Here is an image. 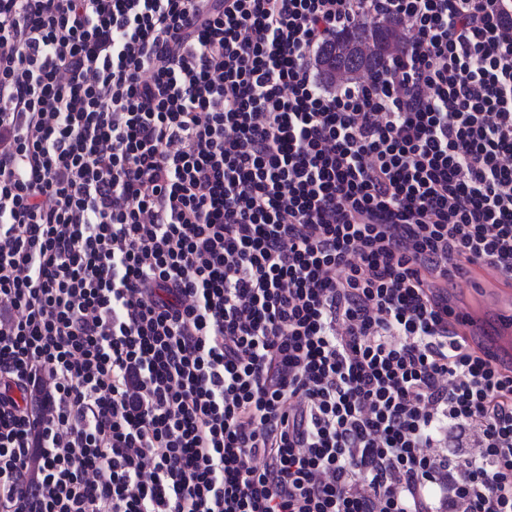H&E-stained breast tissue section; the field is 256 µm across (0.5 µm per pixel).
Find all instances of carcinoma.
<instances>
[{"label":"carcinoma","mask_w":512,"mask_h":512,"mask_svg":"<svg viewBox=\"0 0 512 512\" xmlns=\"http://www.w3.org/2000/svg\"><path fill=\"white\" fill-rule=\"evenodd\" d=\"M402 48L391 24L354 23L323 50L319 59L321 79L328 85L356 80L383 68Z\"/></svg>","instance_id":"obj_1"}]
</instances>
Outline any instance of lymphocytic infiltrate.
<instances>
[{
	"instance_id": "lymphocytic-infiltrate-1",
	"label": "lymphocytic infiltrate",
	"mask_w": 512,
	"mask_h": 512,
	"mask_svg": "<svg viewBox=\"0 0 512 512\" xmlns=\"http://www.w3.org/2000/svg\"><path fill=\"white\" fill-rule=\"evenodd\" d=\"M479 262L512 0H0V512H512ZM391 24L374 21L354 23L339 33L319 59L320 76L324 83L339 87L347 84H342L347 81H358L361 74L383 68L403 48V43L394 37ZM371 42L382 47L365 53L363 47Z\"/></svg>"
}]
</instances>
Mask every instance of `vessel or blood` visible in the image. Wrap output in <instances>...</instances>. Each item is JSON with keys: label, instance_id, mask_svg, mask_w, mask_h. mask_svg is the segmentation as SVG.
<instances>
[{"label": "vessel or blood", "instance_id": "1", "mask_svg": "<svg viewBox=\"0 0 512 512\" xmlns=\"http://www.w3.org/2000/svg\"><path fill=\"white\" fill-rule=\"evenodd\" d=\"M471 277L487 282L477 308L469 310L460 331L470 335L485 325L493 330L482 344L483 354L497 367L512 366V286L505 282L497 268L489 263L472 266Z\"/></svg>", "mask_w": 512, "mask_h": 512}]
</instances>
